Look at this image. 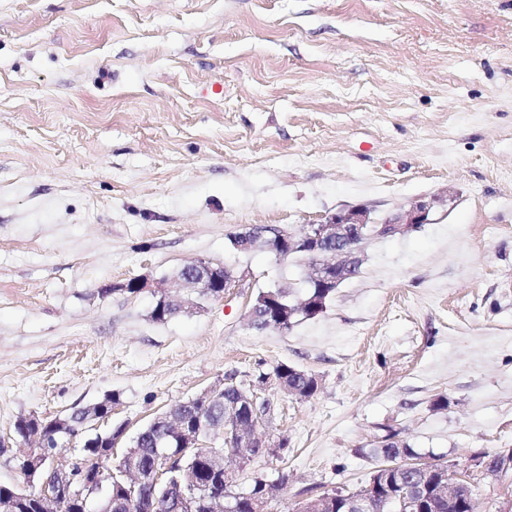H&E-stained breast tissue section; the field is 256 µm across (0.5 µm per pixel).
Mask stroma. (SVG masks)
Returning <instances> with one entry per match:
<instances>
[{"label": "stroma", "instance_id": "obj_1", "mask_svg": "<svg viewBox=\"0 0 512 512\" xmlns=\"http://www.w3.org/2000/svg\"><path fill=\"white\" fill-rule=\"evenodd\" d=\"M419 200L427 223L369 243L322 313L249 325L258 292L302 300L309 266L233 234ZM197 260L242 286L155 320ZM282 362L320 389L260 392L288 446L238 482L287 471L268 512L367 485L387 426L512 512V471L474 464L512 451V0H0V484L26 483L20 417L118 397L119 455Z\"/></svg>", "mask_w": 512, "mask_h": 512}]
</instances>
